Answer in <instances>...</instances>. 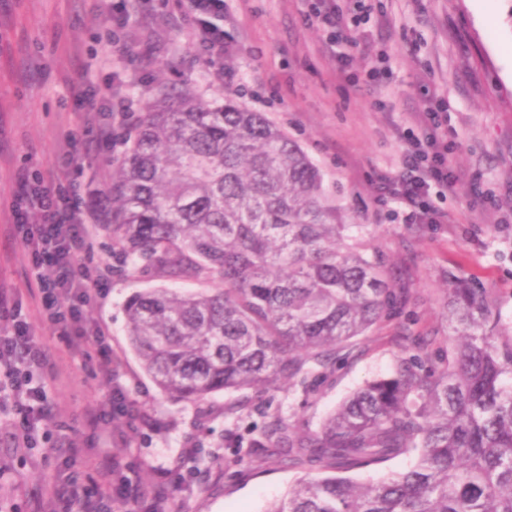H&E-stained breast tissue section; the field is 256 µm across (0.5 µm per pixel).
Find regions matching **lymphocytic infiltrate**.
Instances as JSON below:
<instances>
[{
    "label": "lymphocytic infiltrate",
    "mask_w": 512,
    "mask_h": 512,
    "mask_svg": "<svg viewBox=\"0 0 512 512\" xmlns=\"http://www.w3.org/2000/svg\"><path fill=\"white\" fill-rule=\"evenodd\" d=\"M306 17L324 31V44L332 52L348 46L347 27L367 24L369 0H304ZM448 115L429 107L421 114L418 130L401 133L407 145L405 163L397 175L385 178L383 189L410 214L428 216L430 223L448 221L446 211L433 206V197L455 189L449 178L448 143L439 136ZM82 166L78 154H70L65 168L51 177L20 169L18 182L28 210L42 213L45 223L31 228L23 243L29 248L41 301L55 336L68 348L95 354L103 378H112L118 364L104 343L102 329L88 325L83 309L108 284L110 268L103 265L77 271L78 254L90 252L92 242L111 210L104 194L82 195L78 179ZM0 317L12 320L13 329L0 334V406H10L21 416L17 438L34 447L54 419V402L43 381L49 352L34 331L20 321L8 289H0ZM145 494L137 481H113L111 471L85 483L70 477L56 487L48 512H112L114 499L137 501Z\"/></svg>",
    "instance_id": "f902f5d3"
}]
</instances>
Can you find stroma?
Instances as JSON below:
<instances>
[{"instance_id": "stroma-1", "label": "stroma", "mask_w": 512, "mask_h": 512, "mask_svg": "<svg viewBox=\"0 0 512 512\" xmlns=\"http://www.w3.org/2000/svg\"><path fill=\"white\" fill-rule=\"evenodd\" d=\"M118 2L0 0V287L49 349L55 421L82 446L73 470H64L52 439L18 447L13 415L0 412V504L35 512L69 472L94 479L109 467L149 489L135 505L113 502L112 512H269L298 480L323 472L261 453L226 466L229 429L243 433L280 416L315 432L408 351L422 348L433 365L452 359L445 304L453 279L486 289L502 325H512V0H372L367 28L381 37L392 72L382 89L347 78L368 69L377 49L357 42L346 63L324 53L323 32L306 20L302 0H224L220 48L197 39L184 0H143L142 16L121 30L106 22ZM187 85L207 100L231 94L297 140L398 294L395 309L357 338L354 357L335 374L306 390L248 391L234 422L222 413L231 394L198 404L168 398L127 338L124 304L133 293L164 285L198 292L206 283L165 281L145 262L125 261L113 235L99 231L81 263L112 264L108 286L86 311L89 323L106 327L120 360L108 381L95 356L69 351L53 335L17 236L18 170L56 171L71 134L87 190L107 192L125 150L97 148V123L110 120L119 99L132 101L134 121L160 89ZM437 101L448 108L443 135L457 193L434 201L447 223L408 224L381 179L404 163L400 130ZM118 389L125 412L103 448L88 420Z\"/></svg>"}]
</instances>
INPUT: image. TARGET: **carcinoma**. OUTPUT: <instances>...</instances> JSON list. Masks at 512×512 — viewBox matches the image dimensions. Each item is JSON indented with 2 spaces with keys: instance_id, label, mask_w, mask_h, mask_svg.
I'll return each mask as SVG.
<instances>
[{
  "instance_id": "1",
  "label": "carcinoma",
  "mask_w": 512,
  "mask_h": 512,
  "mask_svg": "<svg viewBox=\"0 0 512 512\" xmlns=\"http://www.w3.org/2000/svg\"><path fill=\"white\" fill-rule=\"evenodd\" d=\"M112 234L163 278L217 281L125 304L129 344L168 397L307 388L354 355L396 295L384 265L325 194L302 147L230 95L190 89L148 103L112 174ZM455 363L399 358L309 433L278 417L235 440L344 475L303 479L270 512H512V341L487 292L460 279L446 302ZM415 454L406 470L346 473Z\"/></svg>"
}]
</instances>
